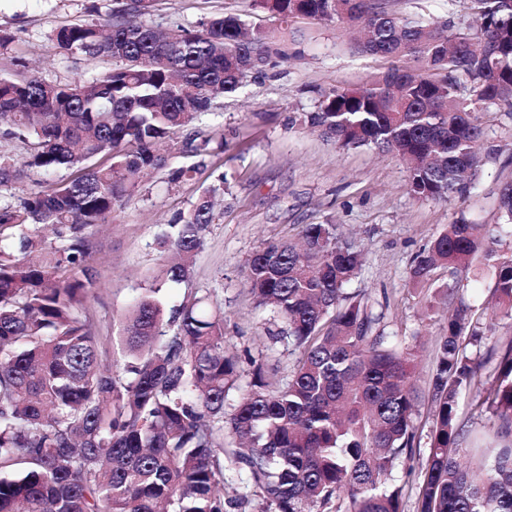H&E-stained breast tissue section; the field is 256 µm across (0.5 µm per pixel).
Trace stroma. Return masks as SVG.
Returning a JSON list of instances; mask_svg holds the SVG:
<instances>
[{
  "label": "stroma",
  "instance_id": "35a3bbf8",
  "mask_svg": "<svg viewBox=\"0 0 512 512\" xmlns=\"http://www.w3.org/2000/svg\"><path fill=\"white\" fill-rule=\"evenodd\" d=\"M386 2L401 15L446 21L460 32L475 27L467 0ZM118 7V0H0V31L11 38L0 48V73H32L62 83L112 69V60L63 51L53 35L61 27L111 15ZM222 14L239 15L254 25L272 24L253 9L252 0H153L149 20L165 30ZM388 66L354 49L346 25H308L299 55L249 77L242 94L223 99L219 109L204 117L202 131L223 136L224 149L202 158L194 180L169 183V167L186 162L172 155L168 168L151 171L138 193L115 206L106 223L87 227L94 286L86 317L103 346L111 347L121 314L157 283L165 307L196 295L221 308L225 350L239 357L264 354L272 387L282 386L292 363L291 347L283 324L249 293L244 268L263 243L296 240L307 224H332L366 259L347 292L369 301L383 335L416 342V376L426 382L445 325V304L437 289L447 282L448 272L438 270L435 281L415 284L408 271L415 254L459 217L490 229L497 226L498 189L512 180V114L479 113L487 140L503 151L482 166L466 203L414 197L405 166L392 155L342 148L290 121L294 113L315 111L320 90L362 84ZM28 155V143L0 135V157L26 168L21 180L0 193L1 202L19 203L69 179L65 168L43 172L27 167ZM218 182L224 185V199L191 274L186 281L170 282L160 237L206 187ZM414 420L417 446L393 471L404 488L403 512H417V473L431 421L427 402H419Z\"/></svg>",
  "mask_w": 512,
  "mask_h": 512
}]
</instances>
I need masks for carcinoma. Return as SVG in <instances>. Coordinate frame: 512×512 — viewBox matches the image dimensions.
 <instances>
[{"label": "carcinoma", "mask_w": 512, "mask_h": 512, "mask_svg": "<svg viewBox=\"0 0 512 512\" xmlns=\"http://www.w3.org/2000/svg\"><path fill=\"white\" fill-rule=\"evenodd\" d=\"M480 22L461 33L398 15L382 0H254L287 27L299 19L360 23L358 51L391 66L358 87L321 92L301 122L341 147L367 146L406 165L419 198L465 202L489 145L476 113L512 108V8L468 0ZM126 3L103 22L75 23L54 39L68 53L120 66L91 81L48 83L0 76V127L30 142L29 168L65 166L72 177L22 202L0 204V512H226L220 489L235 484L260 512H402L403 487L388 483L413 454L417 387L411 349L376 332L368 302L344 292L365 257L334 224H306L302 243L267 242L248 259L245 284L260 307L288 327L296 359L284 386L269 390L262 356L236 385L240 360L224 351V312L194 298L165 313L150 288L123 314L121 352L107 360L85 319L93 285L83 236L131 198L149 169L167 165L164 145L237 94L247 78L285 62L288 43L237 15L165 31ZM412 59L417 68L401 66ZM193 131L176 147L187 157L224 149ZM199 166L171 169L193 179ZM20 170L0 158V188ZM221 186L202 191L163 245L175 255L168 280L187 279L213 223ZM512 236V182L498 194ZM67 241L48 245L41 227ZM482 224L462 218L417 256L409 280L440 267L463 294L457 272L481 259L494 272L495 305L476 313L459 302L435 347L427 382L432 411L417 512H512V344H488L493 320L512 317V256ZM500 354L495 384L481 387L473 351ZM476 389L472 414L493 419L491 451L459 461V396ZM240 391L225 414L229 392Z\"/></svg>", "instance_id": "1"}]
</instances>
